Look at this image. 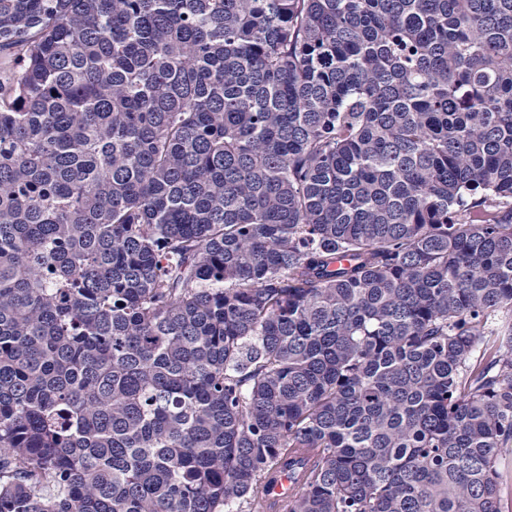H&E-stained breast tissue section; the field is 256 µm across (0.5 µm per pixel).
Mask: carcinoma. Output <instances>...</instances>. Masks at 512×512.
<instances>
[{
	"mask_svg": "<svg viewBox=\"0 0 512 512\" xmlns=\"http://www.w3.org/2000/svg\"><path fill=\"white\" fill-rule=\"evenodd\" d=\"M0 512H500L512 0H0Z\"/></svg>",
	"mask_w": 512,
	"mask_h": 512,
	"instance_id": "obj_1",
	"label": "carcinoma"
}]
</instances>
